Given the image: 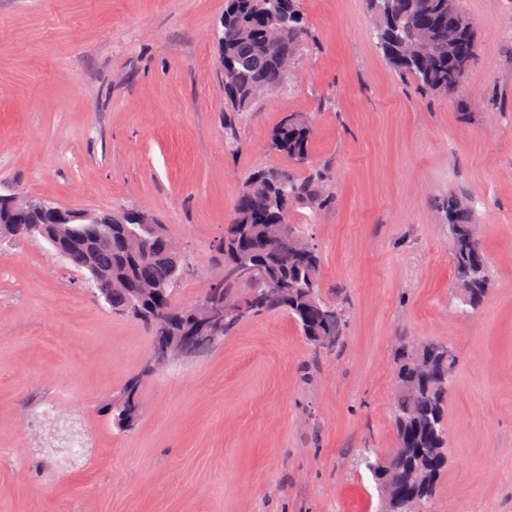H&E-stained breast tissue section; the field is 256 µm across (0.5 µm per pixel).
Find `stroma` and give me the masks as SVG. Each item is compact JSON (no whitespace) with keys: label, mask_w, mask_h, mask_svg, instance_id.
Returning <instances> with one entry per match:
<instances>
[{"label":"stroma","mask_w":512,"mask_h":512,"mask_svg":"<svg viewBox=\"0 0 512 512\" xmlns=\"http://www.w3.org/2000/svg\"><path fill=\"white\" fill-rule=\"evenodd\" d=\"M460 5L479 49L445 97L386 64L365 0H300L286 84L228 134L224 0H0V193L145 212L191 263L187 305L222 274L248 175L289 165L271 132L308 117L328 200L292 221L345 313L318 356L287 313L243 318L161 367L120 433L102 407L148 358V329L45 241L0 244V512H376L355 458L395 446L402 337L456 357L432 512H512V0ZM451 194L470 199L491 270L468 316L451 305Z\"/></svg>","instance_id":"35a3bbf8"}]
</instances>
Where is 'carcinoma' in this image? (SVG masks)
<instances>
[{
    "instance_id": "1",
    "label": "carcinoma",
    "mask_w": 512,
    "mask_h": 512,
    "mask_svg": "<svg viewBox=\"0 0 512 512\" xmlns=\"http://www.w3.org/2000/svg\"><path fill=\"white\" fill-rule=\"evenodd\" d=\"M372 13V37L391 68L414 79L422 88L446 97L461 85L453 73L462 62H472L477 52L475 27L460 8L459 0H366ZM283 12L273 0H224V112L238 117L267 91L285 80V64L295 56L304 32L298 0H287ZM463 28L448 40V22ZM312 126L286 115L270 136L271 150L296 163L308 160ZM321 171L299 178L286 169H259L244 183L224 225V240L217 260L224 276L200 297L230 307L224 316V333L245 312L283 310L297 324L314 352L330 350L345 325L342 309L323 298L321 261L317 249L291 223L293 210L305 206L318 210L326 201ZM448 223L455 226L452 266L460 311L477 312L486 297L490 270L481 240L474 234L467 199L450 195L443 204ZM0 209V242L42 236L43 226L33 221L21 234L5 223ZM290 223L293 244L277 238L278 224ZM101 251L88 267L76 271L93 281L112 283V312L144 322L151 342L171 335V319L189 310L176 308L173 297L174 264L188 265L176 242L157 240L138 224L99 225ZM257 267L249 280L236 275L239 257ZM248 285L247 293L234 297L235 286ZM455 357L441 342L403 339L397 350L392 403L395 448L384 458L363 449L359 462L373 472L381 494L392 493L390 512H431L437 483L448 464L446 403ZM152 375L148 364L131 377L119 396L104 406L112 425L132 430L140 416L141 380Z\"/></svg>"
}]
</instances>
